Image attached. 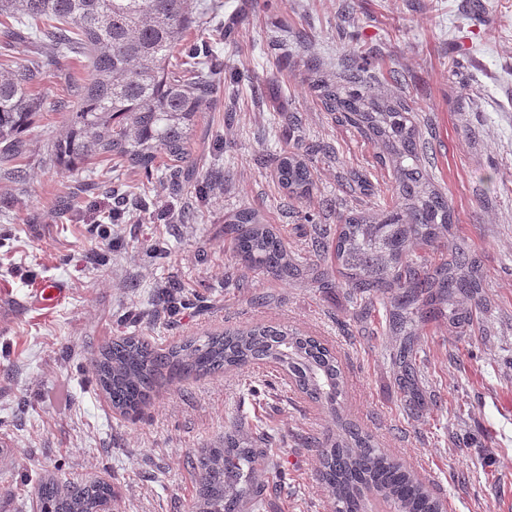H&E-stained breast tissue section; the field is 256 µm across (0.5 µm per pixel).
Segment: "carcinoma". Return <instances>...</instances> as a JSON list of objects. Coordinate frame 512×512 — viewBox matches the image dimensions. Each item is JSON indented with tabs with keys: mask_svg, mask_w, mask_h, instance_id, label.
Segmentation results:
<instances>
[{
	"mask_svg": "<svg viewBox=\"0 0 512 512\" xmlns=\"http://www.w3.org/2000/svg\"><path fill=\"white\" fill-rule=\"evenodd\" d=\"M189 0H0V66L20 43L38 56L0 78V164L4 171L26 151L21 134L39 116L33 93L43 75L81 50L86 78L71 87L65 131L48 151L63 167L92 156L116 157L131 170L151 176L158 155L186 178L196 176L188 151L189 130L208 108L221 78L217 51L185 46V62L170 68L173 50L197 27ZM312 61L314 88L324 109L382 147L381 165L394 179L392 206L377 214L341 217L336 234L324 228L313 244L321 264L288 251L260 213L244 207L224 220V240L242 268L280 278H307L319 288H349L371 306L378 300L388 330L399 337L393 365L408 414L428 405L416 336L431 322L464 332L480 312L485 283L477 260L453 232L448 198L426 168L428 142L404 96L379 94L366 80L368 61L351 58L338 79L320 76ZM313 149L279 157L278 179L288 193L306 198L316 190ZM182 286L161 293L166 310L179 304ZM97 385L119 415L132 419L158 389L175 380L198 378L269 364L296 390L325 408L335 429L307 444L318 449V477L334 512H367L368 498L380 497L397 512H441L434 489L401 459L379 448L344 414L345 381L336 355L321 341L281 325L255 324L208 332L160 348L146 336H116L90 359ZM275 433L258 420L235 423L224 441L188 460L196 475L191 512H261L266 492L288 485V473L273 461ZM112 485L100 480H61L44 475L38 512H100L112 499Z\"/></svg>",
	"mask_w": 512,
	"mask_h": 512,
	"instance_id": "1",
	"label": "carcinoma"
}]
</instances>
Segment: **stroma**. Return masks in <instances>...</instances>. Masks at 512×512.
Instances as JSON below:
<instances>
[{
    "mask_svg": "<svg viewBox=\"0 0 512 512\" xmlns=\"http://www.w3.org/2000/svg\"><path fill=\"white\" fill-rule=\"evenodd\" d=\"M214 2L187 39L216 43L240 78L213 92L191 131L206 189L116 174L97 155L69 170L52 162L60 104L86 74L77 53L38 87L42 115L24 135L20 177L0 176V512H36L35 483L48 472L111 483L112 512H187L188 456L258 418L288 436L274 459L291 494L272 496L268 512H332L317 452L303 444L331 418L272 367L170 383L131 420L113 412L88 362L132 331L167 345L255 323L292 326L332 349L348 418L448 512H512V0ZM354 54L368 59L372 86L413 104L434 182L486 277L482 330L456 338L436 323L420 339L437 403L419 418L403 409L382 305L365 314L347 288L258 272L247 287L224 286L234 268L224 220L236 210L259 211L308 258L314 225L390 203L377 146L326 112L307 79L309 60L333 79ZM311 141L326 148L317 189L297 199L279 184L277 159ZM116 176L130 189L117 221L111 193L85 189ZM171 280L186 304L169 314L155 300ZM44 281L63 285L57 304L35 298Z\"/></svg>",
    "mask_w": 512,
    "mask_h": 512,
    "instance_id": "stroma-1",
    "label": "stroma"
}]
</instances>
